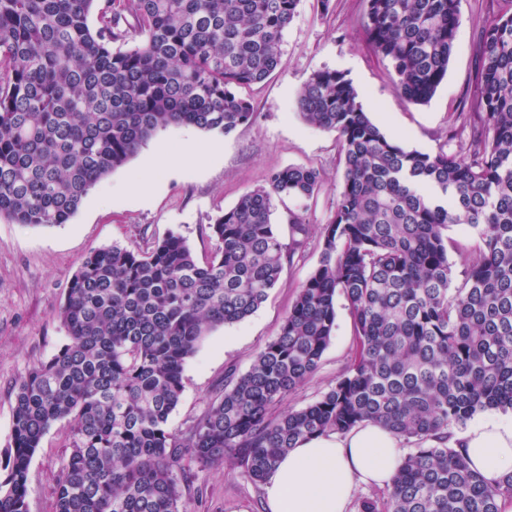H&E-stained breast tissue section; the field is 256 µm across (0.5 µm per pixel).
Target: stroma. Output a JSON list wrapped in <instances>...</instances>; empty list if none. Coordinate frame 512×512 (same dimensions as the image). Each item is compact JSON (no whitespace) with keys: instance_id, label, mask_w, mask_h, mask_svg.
<instances>
[{"instance_id":"stroma-1","label":"stroma","mask_w":512,"mask_h":512,"mask_svg":"<svg viewBox=\"0 0 512 512\" xmlns=\"http://www.w3.org/2000/svg\"><path fill=\"white\" fill-rule=\"evenodd\" d=\"M490 0H460V26L448 73L432 99L409 103L396 89L388 64L369 48L358 24L364 0H332L321 11L317 0H299L282 46L281 63L264 83L245 90L255 117L248 126L222 135L189 126L158 131L122 168L92 189L74 217L50 227L0 219V457L11 443L14 396L30 369L48 360L67 341L58 311L71 277L93 248L113 244L144 250L174 233L197 258L214 242L206 230L212 217L232 208L246 192L264 185L270 171L313 167L324 184L309 199H286L273 221L287 231L289 214L320 229L330 219L342 164L336 133L311 127L297 110V94L317 70L343 72L358 91L372 121L409 150H457L469 132L476 91L477 48ZM198 143L196 159L165 161L164 153ZM148 181L151 196L139 200L128 187ZM317 240L296 253L262 306L245 320L216 328L183 370L184 389L169 418L171 429L196 419L224 388V371L247 370L254 356L277 334L301 284L315 268ZM355 348L344 299L336 301V326L316 375L288 395L279 410L305 406L328 390ZM69 424L59 421L43 437L28 468V512H55L56 481L68 450ZM195 512H266L263 495L227 464L195 472Z\"/></svg>"}]
</instances>
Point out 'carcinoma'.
Here are the masks:
<instances>
[{
	"instance_id": "1",
	"label": "carcinoma",
	"mask_w": 512,
	"mask_h": 512,
	"mask_svg": "<svg viewBox=\"0 0 512 512\" xmlns=\"http://www.w3.org/2000/svg\"><path fill=\"white\" fill-rule=\"evenodd\" d=\"M298 0H0V218L65 224L101 180L157 131L230 134L254 116L238 90L280 65ZM459 0H366L360 26L413 104L448 73ZM133 23L119 27L123 12ZM97 13V24L88 17ZM139 39L131 48L116 44ZM299 115L339 136L343 172L319 260L279 333L182 430L169 418L183 367L213 329L264 303L311 235L276 203L311 198L313 167L270 172L208 224L199 262L169 235L145 251L90 250L59 316L68 341L15 394L0 464V512H27L30 460L51 426L70 428L55 512H193V467L234 460L260 487L288 449L374 422L411 445L391 484L357 512H499L495 485L448 446V430L512 410V0H493L481 37L471 135L461 152L404 149L337 70L313 72ZM482 247L452 282L448 229ZM346 300L354 357L299 409L272 408L318 372Z\"/></svg>"
}]
</instances>
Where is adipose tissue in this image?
<instances>
[{"instance_id":"ef3b65f1","label":"adipose tissue","mask_w":512,"mask_h":512,"mask_svg":"<svg viewBox=\"0 0 512 512\" xmlns=\"http://www.w3.org/2000/svg\"><path fill=\"white\" fill-rule=\"evenodd\" d=\"M470 467L487 484L512 473V419L489 416L460 433ZM406 451L368 423L312 438L282 456L262 485L268 512H348L359 484L391 482Z\"/></svg>"}]
</instances>
